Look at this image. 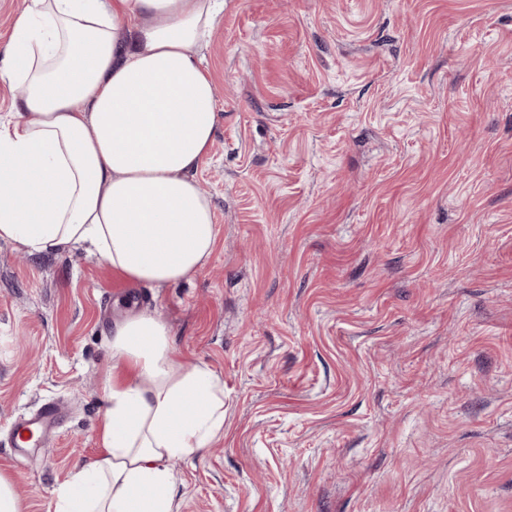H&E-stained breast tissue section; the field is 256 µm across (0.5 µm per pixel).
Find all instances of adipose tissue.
<instances>
[{
  "mask_svg": "<svg viewBox=\"0 0 512 512\" xmlns=\"http://www.w3.org/2000/svg\"><path fill=\"white\" fill-rule=\"evenodd\" d=\"M224 0H27L0 47L20 83L0 123V239L32 254L84 245L135 284L173 285L209 262L211 201L196 179L218 130L202 50ZM102 450L54 512H174L168 462L224 430V385L174 359L140 311L112 325Z\"/></svg>",
  "mask_w": 512,
  "mask_h": 512,
  "instance_id": "ef3b65f1",
  "label": "adipose tissue"
}]
</instances>
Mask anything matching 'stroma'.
I'll use <instances>...</instances> for the list:
<instances>
[{
  "label": "stroma",
  "mask_w": 512,
  "mask_h": 512,
  "mask_svg": "<svg viewBox=\"0 0 512 512\" xmlns=\"http://www.w3.org/2000/svg\"><path fill=\"white\" fill-rule=\"evenodd\" d=\"M209 263L131 283L0 240V469L53 512L100 451L114 320L224 384L178 512H512V0H226ZM65 414L14 465L11 424Z\"/></svg>",
  "instance_id": "35a3bbf8"
}]
</instances>
